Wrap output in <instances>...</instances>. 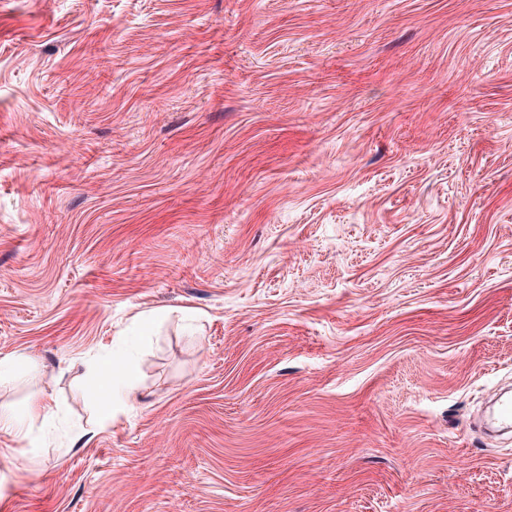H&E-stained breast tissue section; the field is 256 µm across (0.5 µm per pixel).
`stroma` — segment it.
Segmentation results:
<instances>
[{
  "label": "stroma",
  "mask_w": 512,
  "mask_h": 512,
  "mask_svg": "<svg viewBox=\"0 0 512 512\" xmlns=\"http://www.w3.org/2000/svg\"><path fill=\"white\" fill-rule=\"evenodd\" d=\"M503 386L512 0H0V512H512ZM98 373L102 382L100 414L103 420H112L120 407L138 399L135 369L129 362L112 361L98 367Z\"/></svg>",
  "instance_id": "obj_1"
}]
</instances>
